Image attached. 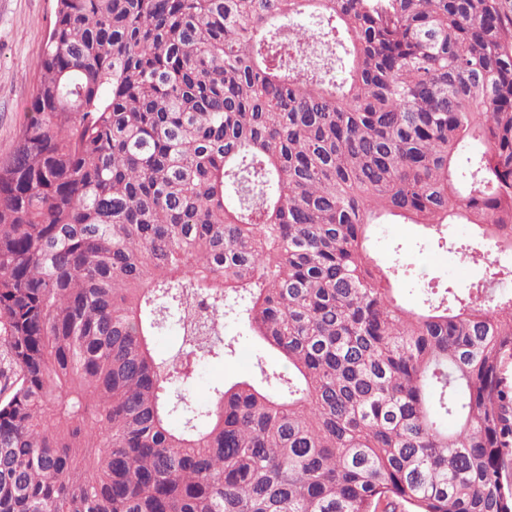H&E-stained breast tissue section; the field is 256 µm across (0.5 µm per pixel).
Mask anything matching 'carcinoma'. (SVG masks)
Instances as JSON below:
<instances>
[{
  "label": "carcinoma",
  "mask_w": 512,
  "mask_h": 512,
  "mask_svg": "<svg viewBox=\"0 0 512 512\" xmlns=\"http://www.w3.org/2000/svg\"><path fill=\"white\" fill-rule=\"evenodd\" d=\"M54 2L0 161V512H512L502 270L409 309L371 248L512 253V0ZM224 316L280 363L197 405Z\"/></svg>",
  "instance_id": "obj_1"
}]
</instances>
